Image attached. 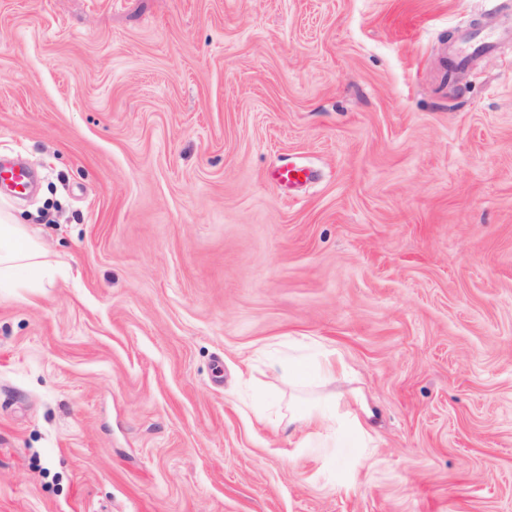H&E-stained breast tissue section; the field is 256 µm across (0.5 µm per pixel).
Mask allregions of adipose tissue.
I'll return each mask as SVG.
<instances>
[{"label": "adipose tissue", "instance_id": "ef3b65f1", "mask_svg": "<svg viewBox=\"0 0 512 512\" xmlns=\"http://www.w3.org/2000/svg\"><path fill=\"white\" fill-rule=\"evenodd\" d=\"M42 249L25 225L16 223L9 212H0V288L14 287L18 278L38 283L51 277L54 270L42 261ZM348 365L333 350L320 354L318 366H311L303 357L289 361L286 368L288 384L300 389L308 385L312 377L321 382L335 381L337 375L346 374ZM289 423L297 424L304 433L305 441L318 437L340 438L346 435L366 433L377 411L363 395L352 394L349 399L326 395L314 401L292 403L288 406Z\"/></svg>", "mask_w": 512, "mask_h": 512}]
</instances>
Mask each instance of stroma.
I'll return each instance as SVG.
<instances>
[{
  "instance_id": "stroma-1",
  "label": "stroma",
  "mask_w": 512,
  "mask_h": 512,
  "mask_svg": "<svg viewBox=\"0 0 512 512\" xmlns=\"http://www.w3.org/2000/svg\"><path fill=\"white\" fill-rule=\"evenodd\" d=\"M4 157L0 512H512V0H0ZM460 44V48L455 53L459 58V66L464 67L471 57L489 52L495 44V38L491 34L482 36L465 34ZM41 257V246L25 224H17L8 211H1L0 288L14 287L21 274L31 283L51 277L55 270ZM349 369L343 357L334 350H323L320 353L318 377L322 383L336 381V375H345ZM286 372L288 386L292 389H301L307 386L312 379L310 363L304 357H295L288 361ZM343 396L326 395L315 401L288 404V424H297L298 430L306 433L304 442L317 437L340 438L348 435H360L377 416L363 395L353 393L345 400V410L341 408Z\"/></svg>"
}]
</instances>
